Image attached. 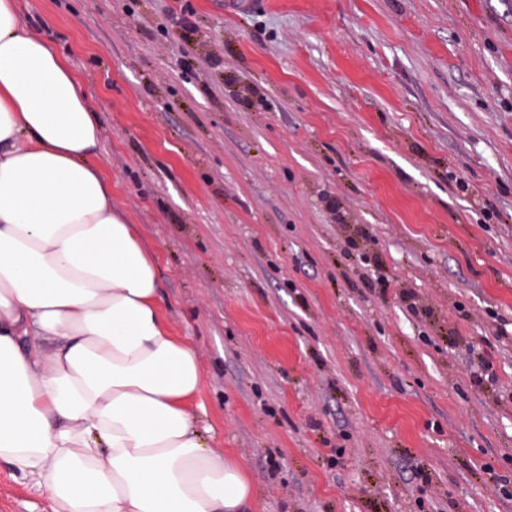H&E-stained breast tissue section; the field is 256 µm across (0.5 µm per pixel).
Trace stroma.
Listing matches in <instances>:
<instances>
[{"mask_svg":"<svg viewBox=\"0 0 512 512\" xmlns=\"http://www.w3.org/2000/svg\"><path fill=\"white\" fill-rule=\"evenodd\" d=\"M19 4L98 115L244 512H512L484 471L512 480V0ZM0 512L51 503L1 462Z\"/></svg>","mask_w":512,"mask_h":512,"instance_id":"obj_1","label":"stroma"}]
</instances>
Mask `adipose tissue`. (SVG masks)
Listing matches in <instances>:
<instances>
[{
  "label": "adipose tissue",
  "mask_w": 512,
  "mask_h": 512,
  "mask_svg": "<svg viewBox=\"0 0 512 512\" xmlns=\"http://www.w3.org/2000/svg\"><path fill=\"white\" fill-rule=\"evenodd\" d=\"M68 60L0 0V462L52 512H242L252 487L187 406L154 256L91 160Z\"/></svg>",
  "instance_id": "ef3b65f1"
}]
</instances>
